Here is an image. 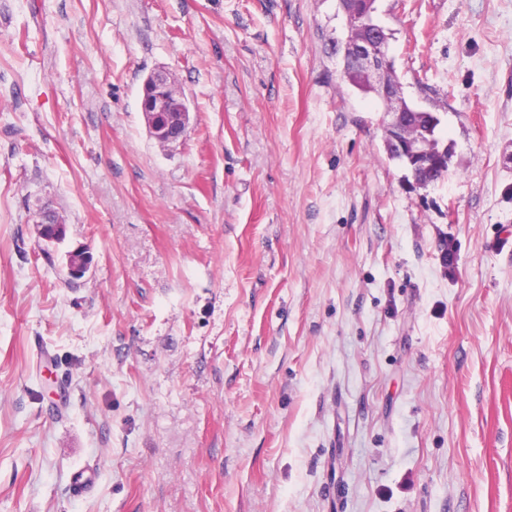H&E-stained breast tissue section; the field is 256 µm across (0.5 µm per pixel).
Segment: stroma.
<instances>
[{"label": "stroma", "instance_id": "obj_1", "mask_svg": "<svg viewBox=\"0 0 512 512\" xmlns=\"http://www.w3.org/2000/svg\"><path fill=\"white\" fill-rule=\"evenodd\" d=\"M376 5L425 187L338 0H0V512H512V0ZM345 0L339 4L347 17V24L350 30L343 45L344 65L341 76L346 72L347 63L354 64L363 74L367 84L380 98L384 105L386 114L391 116L386 126L385 144L387 149L393 143L398 150L410 160L409 171L414 182L422 185V176L432 168L433 150L429 141L423 139L409 140L402 137L403 116L405 112V99L402 96L401 88L394 78V67L388 55L389 43L380 38H370L365 35H357L356 29L350 26V18L357 13L347 10ZM352 86L368 93L366 83L362 76L354 69H349L344 76ZM141 112L150 137L163 148L182 143L189 130L190 111L184 92L165 70L145 80ZM40 214V219L36 222L39 238L46 241L48 244L60 242L63 239L62 237L65 235L66 225L64 221L59 217V215L51 211H44ZM49 227H52L54 230L52 235L48 234L47 229ZM56 235L57 239L55 238ZM50 237H52L51 240Z\"/></svg>", "mask_w": 512, "mask_h": 512}]
</instances>
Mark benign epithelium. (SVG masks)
Returning a JSON list of instances; mask_svg holds the SVG:
<instances>
[{
	"label": "benign epithelium",
	"mask_w": 512,
	"mask_h": 512,
	"mask_svg": "<svg viewBox=\"0 0 512 512\" xmlns=\"http://www.w3.org/2000/svg\"><path fill=\"white\" fill-rule=\"evenodd\" d=\"M388 49L389 43L386 40L359 35L352 28L343 45V59L362 72L367 84L383 101L386 114L391 116L386 126L385 144L395 145L410 160L409 171L414 182L419 185L423 174L432 168L433 150L426 140L402 137L405 99L394 78ZM141 112L150 137L161 147H174L185 140L190 111L184 92L169 72L157 70L146 78ZM36 227L39 238L49 244L60 242V238L65 235L64 221L51 211L41 213Z\"/></svg>",
	"instance_id": "1"
}]
</instances>
